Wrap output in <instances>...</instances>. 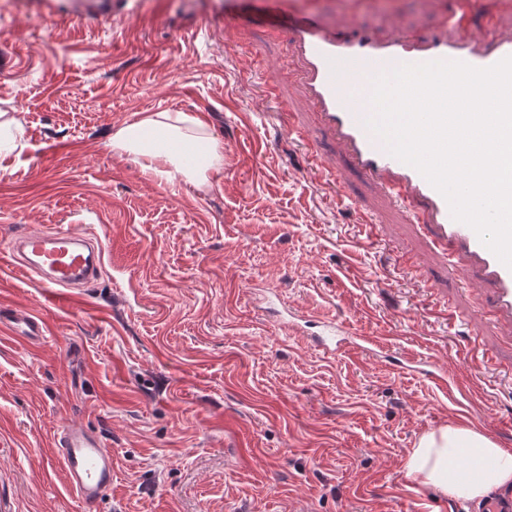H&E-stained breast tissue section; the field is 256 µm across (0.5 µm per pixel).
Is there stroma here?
I'll return each instance as SVG.
<instances>
[{"label": "stroma", "mask_w": 512, "mask_h": 512, "mask_svg": "<svg viewBox=\"0 0 512 512\" xmlns=\"http://www.w3.org/2000/svg\"><path fill=\"white\" fill-rule=\"evenodd\" d=\"M455 0H285L331 25L433 35ZM293 64L289 33L224 0H124L85 16L69 0H0V113L25 149L0 158V246L17 227H92L124 272L105 267L81 298L47 304L0 260V304L50 326L38 347L0 334V512H474L415 487L419 438L483 417L512 450V334L474 279L436 254L360 172L343 187L312 171L288 115L303 87L264 97ZM199 116L224 170L197 188L143 174L108 144L145 112ZM363 206L376 241L361 247ZM301 314L335 318L388 354L432 357L456 400L362 353L294 336L242 285ZM455 307L450 323L440 304ZM490 364L461 360L473 341ZM65 421L101 434L112 488L90 510L49 451Z\"/></svg>", "instance_id": "1"}]
</instances>
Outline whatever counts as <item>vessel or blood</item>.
<instances>
[{
	"label": "vessel or blood",
	"instance_id": "1",
	"mask_svg": "<svg viewBox=\"0 0 512 512\" xmlns=\"http://www.w3.org/2000/svg\"><path fill=\"white\" fill-rule=\"evenodd\" d=\"M473 17V0H456L450 17L452 35L418 41L403 32L384 38L358 34L354 23L336 28L324 25L313 14L290 16L284 27L292 34L301 81L313 111L304 122L290 115L288 132L304 142L313 126L331 134L351 166L430 230L435 251L456 267L478 273L476 292L489 296L497 317L511 323L512 269L481 243L470 226L452 218L444 197L415 168L389 154L363 125L374 77L396 65L449 60L487 68L512 56V35L498 32L491 24L475 27ZM6 252L15 267L39 284L43 297L59 305L81 297L83 287L99 277L105 264L104 246L83 227L20 228ZM283 325L294 335H310L315 346L327 353L359 348L373 354L378 349L371 337L339 320L321 321L311 333L292 311ZM0 332L37 347L46 342L49 325L30 310L1 308ZM390 363L441 385L448 382L442 366L429 357L416 361L394 357ZM51 458L82 505L96 504L111 490L112 453L96 431L62 423L52 438Z\"/></svg>",
	"mask_w": 512,
	"mask_h": 512
}]
</instances>
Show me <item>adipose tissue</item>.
<instances>
[{"instance_id":"1","label":"adipose tissue","mask_w":512,"mask_h":512,"mask_svg":"<svg viewBox=\"0 0 512 512\" xmlns=\"http://www.w3.org/2000/svg\"><path fill=\"white\" fill-rule=\"evenodd\" d=\"M114 152L135 155L143 172L201 186L224 169V144L205 123L186 112L142 113L116 127L109 139ZM459 463L466 476L451 473ZM405 477L431 486L453 499L474 500L496 489L512 488V451L499 447L478 430L446 426L420 438L408 454Z\"/></svg>"}]
</instances>
